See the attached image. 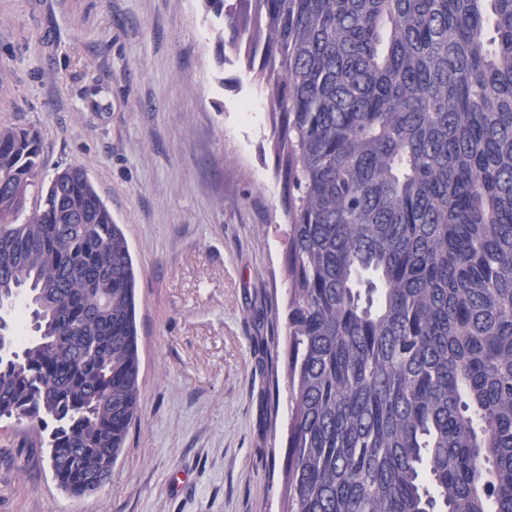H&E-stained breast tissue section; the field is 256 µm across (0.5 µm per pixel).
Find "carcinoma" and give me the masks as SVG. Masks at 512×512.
Masks as SVG:
<instances>
[{"label": "carcinoma", "mask_w": 512, "mask_h": 512, "mask_svg": "<svg viewBox=\"0 0 512 512\" xmlns=\"http://www.w3.org/2000/svg\"><path fill=\"white\" fill-rule=\"evenodd\" d=\"M272 89L290 222L286 512H512V0H205ZM0 126V419L57 479L139 408L136 275L86 171ZM88 212V224H66Z\"/></svg>", "instance_id": "cac0c4a2"}]
</instances>
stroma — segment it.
<instances>
[{"instance_id":"stroma-1","label":"stroma","mask_w":512,"mask_h":512,"mask_svg":"<svg viewBox=\"0 0 512 512\" xmlns=\"http://www.w3.org/2000/svg\"><path fill=\"white\" fill-rule=\"evenodd\" d=\"M223 28L204 0H0V124L39 131L44 178L84 167L121 225L141 361L96 496L0 421V512H282L289 219L270 88Z\"/></svg>"}]
</instances>
